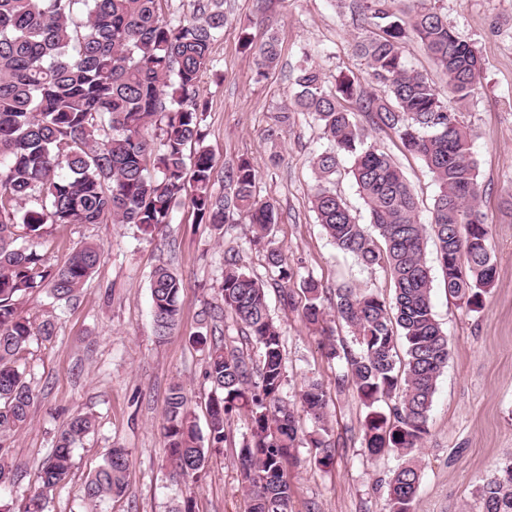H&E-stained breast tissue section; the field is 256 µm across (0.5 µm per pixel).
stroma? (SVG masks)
<instances>
[{
	"instance_id": "35a3bbf8",
	"label": "stroma",
	"mask_w": 512,
	"mask_h": 512,
	"mask_svg": "<svg viewBox=\"0 0 512 512\" xmlns=\"http://www.w3.org/2000/svg\"><path fill=\"white\" fill-rule=\"evenodd\" d=\"M432 4L485 61L481 84L463 113L484 188L497 281L478 312L461 307L442 286L433 288V308L451 353L418 453L423 475L412 512H477L478 486L512 458V0ZM224 9L229 22L214 48L223 79L207 74L200 83L208 102L204 144L215 160V190L224 189L225 162L249 158L258 171L257 198L279 208L274 240L292 266L313 276L328 298L344 283L390 294L385 269L364 267L338 250L311 209L310 160L327 144L319 123L299 112L288 127L274 128L276 112L293 100L302 59L319 66L331 87L342 75L367 80L354 40L370 33L369 24L347 0H225ZM254 14L260 22L241 29L240 19ZM271 34L278 38L280 59L261 78L242 42L257 46ZM367 141L401 167L417 196L419 219L429 223L438 187L424 163L403 150L393 131H369ZM249 237L248 224L219 230L197 223L186 206L153 234L109 222L49 226L36 245L48 264L64 263L86 241L100 246L104 259L70 303L52 302L37 291L18 300L19 313L31 321L54 317L57 334L32 340L22 357L26 378L40 395L28 424L6 441L10 458L21 466L6 492L15 505L37 488V465L51 453L65 421L82 412L94 426L76 444L66 482L49 492L48 512H170L186 496L195 512H248L234 449L212 454L204 479L193 487L173 477L161 435L164 403L175 382L182 384L199 426L207 424V351L191 338L202 329L205 309L220 302L224 258L232 254L247 273L267 282L282 336L284 396L297 401L312 380L326 394L335 459L323 467L306 442L293 449L287 465L293 512H387L386 480L397 458L368 453L361 404L353 391H337L338 366L302 319L306 299L299 284L290 286L294 306L285 305ZM162 263L183 282L180 322L164 338L155 332L148 288L151 270ZM115 446L131 453L127 488L120 497L92 503L85 485Z\"/></svg>"
}]
</instances>
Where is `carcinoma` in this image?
I'll use <instances>...</instances> for the list:
<instances>
[{
	"label": "carcinoma",
	"mask_w": 512,
	"mask_h": 512,
	"mask_svg": "<svg viewBox=\"0 0 512 512\" xmlns=\"http://www.w3.org/2000/svg\"><path fill=\"white\" fill-rule=\"evenodd\" d=\"M161 0H0V441L30 420L35 388L18 360L30 341H49L55 325L38 324L17 310L20 295L39 289L55 301L77 297L103 253L93 243L78 246L61 265H49L34 248L49 224H135L152 233L172 223L174 208L188 205L199 223L220 230L244 219L253 245L266 252L274 284L284 291L300 280L307 295L304 321L326 336L329 358L345 365L340 388L355 391L365 416L369 452L394 451L402 463L387 485L389 512H412L421 483L414 452L428 433L437 381L450 355L448 336L432 306L433 277L426 259L433 238L448 296L471 311L494 286L491 229L481 209L483 189L470 151V131L460 108L476 93L483 62L435 8L412 0L409 19L388 0H363L356 9L374 31L355 41L369 68L370 84L343 75L330 90L321 70L304 62L291 105L275 125L305 112L323 128L329 145L314 153L316 184L311 208L336 247L365 266L384 265L394 294L344 284L331 299L352 346L336 344L327 325L321 288L299 277L273 240L277 206L255 195L258 172L246 157L224 166V193L214 191V158L203 146L207 101L203 73L214 67L215 44L228 21L224 0H194L188 14L164 17ZM420 40L447 78L454 105L442 100L423 73L408 67L407 31ZM256 74L279 63L274 36L254 48ZM386 89L382 97L374 86ZM163 122L154 143L148 126ZM394 130L408 153L419 157L438 185L429 225L420 223L415 194L400 167L366 144V131ZM353 178L375 232L357 222L337 194L343 164ZM149 288L159 335L178 324L182 282L168 267L152 272ZM224 311L242 324L247 341L262 350L261 365L243 349L199 334L208 347L206 377L214 395L203 445L183 388L170 387L164 403L163 437L176 475L201 481L212 453L230 443L229 421L246 412L250 428L238 447L242 488L250 512H292L293 488L285 467L296 447L299 421L283 397L285 361L281 331L270 314L266 291L243 272L235 257L224 259L219 288ZM403 343L404 355L397 352ZM300 405L316 424L307 444L316 462L327 464L336 448L329 439L322 385L308 382ZM93 427L73 414L60 430L51 455L37 467L39 486L20 509L4 497L19 464L0 444V512H48L47 493L62 485L77 441ZM131 454L113 447L85 487L98 502L125 492ZM480 512H512V459L477 490Z\"/></svg>",
	"instance_id": "cac0c4a2"
}]
</instances>
